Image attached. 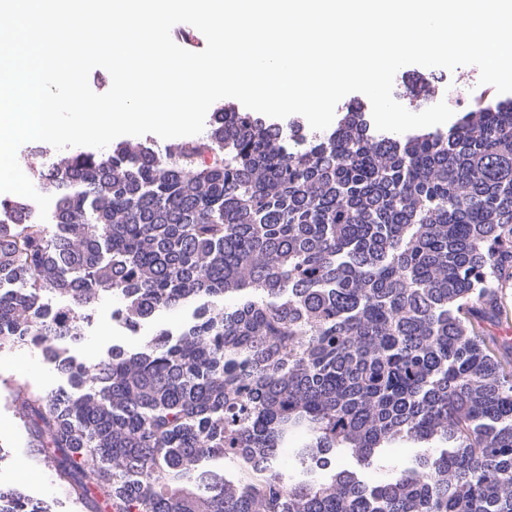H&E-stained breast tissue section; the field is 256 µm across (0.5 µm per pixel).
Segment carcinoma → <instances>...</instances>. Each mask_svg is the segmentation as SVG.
Wrapping results in <instances>:
<instances>
[{
	"label": "carcinoma",
	"instance_id": "cac0c4a2",
	"mask_svg": "<svg viewBox=\"0 0 512 512\" xmlns=\"http://www.w3.org/2000/svg\"><path fill=\"white\" fill-rule=\"evenodd\" d=\"M43 188L54 232L20 200L0 222V348L71 380L18 399L86 512H512V343L481 332L512 287L511 102L400 138L356 109L308 138L222 112L175 156L76 155ZM107 295L131 328L202 305L87 365L61 343ZM299 432L321 482L278 467ZM399 441L424 452L365 483ZM0 512L43 510L1 490Z\"/></svg>",
	"mask_w": 512,
	"mask_h": 512
}]
</instances>
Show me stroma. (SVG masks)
Masks as SVG:
<instances>
[{
    "instance_id": "obj_1",
    "label": "stroma",
    "mask_w": 512,
    "mask_h": 512,
    "mask_svg": "<svg viewBox=\"0 0 512 512\" xmlns=\"http://www.w3.org/2000/svg\"><path fill=\"white\" fill-rule=\"evenodd\" d=\"M423 76L432 78L442 87L458 85L468 95L481 88L480 71L473 65H462L451 71L441 67L406 65L396 72L394 81L407 83ZM120 305V300L112 297L94 303L93 319L85 327V339L81 345L70 347V354L92 363L115 345L131 353L139 352L155 329L166 328L177 334L192 320L193 308L187 305L161 313L137 332L115 334L107 326L98 324L97 319L102 313ZM25 381L42 390L53 391L65 383L66 378L46 364L35 346L17 345L0 349V488H24V477L33 469L43 477L38 489L32 493L39 505L47 512H82L81 506L57 484L53 469L44 467L29 452V437L23 429L19 407L14 400L17 385Z\"/></svg>"
}]
</instances>
